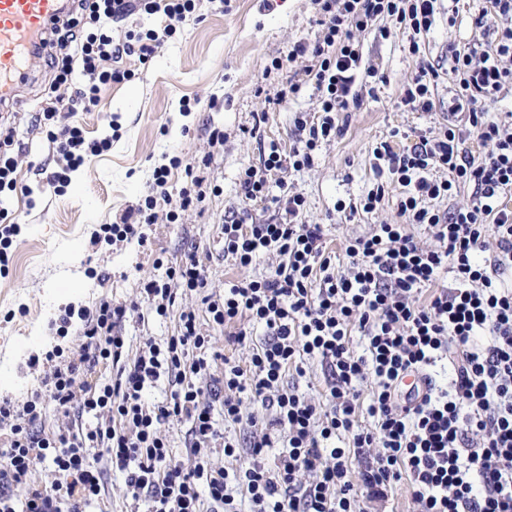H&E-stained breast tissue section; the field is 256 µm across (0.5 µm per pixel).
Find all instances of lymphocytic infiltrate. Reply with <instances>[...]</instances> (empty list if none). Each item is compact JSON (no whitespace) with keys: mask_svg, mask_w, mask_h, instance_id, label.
<instances>
[{"mask_svg":"<svg viewBox=\"0 0 512 512\" xmlns=\"http://www.w3.org/2000/svg\"><path fill=\"white\" fill-rule=\"evenodd\" d=\"M438 0H315L322 36L295 55H311L304 69L319 94L317 119L299 115L303 137L291 151L270 144L261 167L244 169L242 200L268 197L270 176L311 167L317 150L344 129L342 112L357 101L356 86L375 77L362 65L355 35L376 30L389 39L411 31V53L436 20ZM197 10V0H78L75 12L51 29L47 60L54 92L34 122L54 145L64 165L48 181L63 191L71 175L112 146L110 136L90 140L78 113L98 107L102 86L134 78L116 60L147 63L160 33ZM164 13L163 32L130 29L114 38L112 27L134 12ZM384 27H377L378 19ZM482 40L448 47V69L418 59L403 88L402 103L434 109L433 90L448 79V110L466 113L487 151L474 158L456 125L421 137L406 151L388 141L373 149L379 175L360 202L375 211L391 186L402 192L399 222L377 224L350 240L345 262L326 249L324 229L301 221L305 200L286 182L276 201L279 217L247 224L224 220V253L244 277L225 283L222 294L208 288L197 253L179 261L155 259L160 277L144 280L142 303L66 307L58 335L79 319V347L65 354L54 347L31 356L42 367L38 388L25 399L0 398V512H89L110 496L108 471L123 476L125 496L143 512H356L350 480L353 461L365 460L364 484L387 493L406 484L420 512H512V289L500 276L512 270V210L501 198L512 191V123L486 118L489 103L512 87V0H486L474 20ZM21 145L14 127L0 129V276L21 228L10 207L19 185ZM190 181L167 214L197 208L208 190L204 163L172 158L153 172L150 195L134 216L103 224L95 239H137L146 244L158 216L156 195L165 193L171 168ZM474 187V202L448 208L453 189ZM423 226L434 247L421 244L410 225ZM487 260L476 261L480 252ZM277 263L259 276L248 270L258 259ZM451 285L440 286L442 274ZM196 293L201 311H181L174 334L163 342L144 337L131 363L121 364L128 314L167 317L178 290ZM230 329V339L251 345L248 365L228 360L200 328L201 317ZM364 342L355 349L354 338ZM324 375L325 397L315 400L285 385L287 373L305 376L309 362ZM452 367L447 387L426 381L401 395L405 376L438 362ZM118 366L115 378L90 382L89 371ZM222 386L208 383L214 369ZM166 381L162 400L146 397ZM259 402L270 415L258 419L242 410ZM62 413L70 424L48 422ZM250 428L247 442L224 435L218 422ZM186 425L185 451L176 454L166 435L171 424ZM342 448L328 447L331 439ZM277 449L274 467L264 458ZM247 458L235 472L214 465V455Z\"/></svg>","mask_w":512,"mask_h":512,"instance_id":"f902f5d3","label":"lymphocytic infiltrate"}]
</instances>
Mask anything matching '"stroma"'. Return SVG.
I'll use <instances>...</instances> for the list:
<instances>
[{"label": "stroma", "mask_w": 512, "mask_h": 512, "mask_svg": "<svg viewBox=\"0 0 512 512\" xmlns=\"http://www.w3.org/2000/svg\"><path fill=\"white\" fill-rule=\"evenodd\" d=\"M484 0H460L456 26L448 24V4L440 0L436 22L421 40L427 61L444 62L449 44L479 38L473 20ZM320 14L313 0H199L197 11L165 38L154 58L140 64L123 59L133 69L132 80L104 86L95 110L79 120L88 138L112 136L111 148L93 157L71 175L64 192H55L48 175L62 161L53 144L30 124L35 106L52 83L45 60L31 63V80L20 91L13 111L0 115L24 144L17 178L31 195H17L12 208L21 226L10 272L0 278V395L26 397L37 388L39 374L27 366L30 356L54 347L77 350L75 335L57 336L53 326L67 305L93 306L108 297L114 303L137 300L143 280L156 277V258L176 259L198 251L206 265L210 287L223 293L225 281L239 277L232 258L224 254L222 225L228 213L245 223L260 224L276 204L266 199L243 202L239 176L247 166H260L269 143L283 151L295 146L296 116L318 114V93L305 83L303 70L310 56L289 59L300 43L321 35ZM410 36L397 33L384 40L368 31L360 34L363 66L377 76L359 87V103L345 115L346 126L336 140L323 143L312 167L286 174L292 191L305 198L302 220L325 227L330 251L343 253L348 240L366 234L376 224L398 219L401 189L371 213L348 214L338 204H359L376 179L372 150L392 138L395 149L410 147L419 137L436 136L448 118V85L433 92L435 109L423 112L401 101L403 86L415 72L409 53ZM283 59L281 69L271 67ZM299 84L297 94L270 104L287 83ZM119 132H112L111 120ZM224 131V141L211 144L210 128ZM210 158L209 177L215 193L202 209L183 213L176 223L165 219L170 206L157 197L159 221L146 246L125 241L93 243L98 225L119 221L147 195L156 166L171 158ZM361 512H418L406 486L384 497L373 496L356 482Z\"/></svg>", "instance_id": "1"}]
</instances>
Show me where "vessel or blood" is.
<instances>
[{
  "instance_id": "obj_1",
  "label": "vessel or blood",
  "mask_w": 512,
  "mask_h": 512,
  "mask_svg": "<svg viewBox=\"0 0 512 512\" xmlns=\"http://www.w3.org/2000/svg\"><path fill=\"white\" fill-rule=\"evenodd\" d=\"M71 0H0V110L17 105L32 58L50 53L46 34Z\"/></svg>"
}]
</instances>
